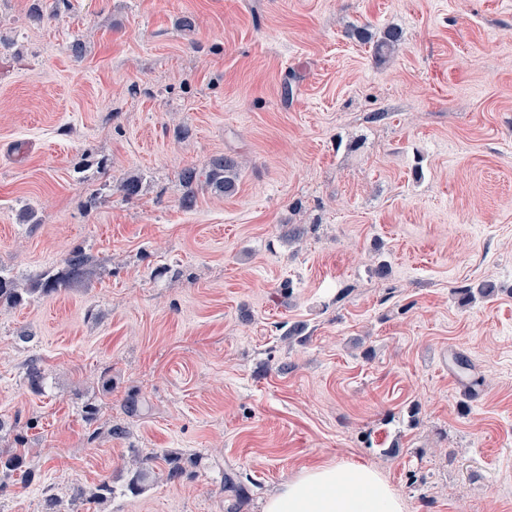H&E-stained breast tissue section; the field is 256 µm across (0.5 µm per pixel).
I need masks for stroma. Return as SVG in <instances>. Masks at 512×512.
<instances>
[{
	"label": "stroma",
	"instance_id": "obj_1",
	"mask_svg": "<svg viewBox=\"0 0 512 512\" xmlns=\"http://www.w3.org/2000/svg\"><path fill=\"white\" fill-rule=\"evenodd\" d=\"M54 7L0 0V270L21 292L0 303V453L36 474L0 483V512H262L325 461L377 469L409 512H512V0ZM389 26L379 62L356 32ZM218 154L236 192L184 207L180 171ZM78 246L85 279L32 291ZM481 281L495 295L460 305ZM106 479L110 501L75 499ZM461 369L457 370L460 375L463 385L466 389V396L468 398H475L481 387L483 386V378L482 376L476 375L473 371V367L469 360L461 354H456L453 357Z\"/></svg>",
	"mask_w": 512,
	"mask_h": 512
}]
</instances>
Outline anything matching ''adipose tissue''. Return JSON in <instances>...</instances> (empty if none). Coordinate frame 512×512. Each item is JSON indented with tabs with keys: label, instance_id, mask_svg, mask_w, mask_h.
<instances>
[{
	"label": "adipose tissue",
	"instance_id": "adipose-tissue-1",
	"mask_svg": "<svg viewBox=\"0 0 512 512\" xmlns=\"http://www.w3.org/2000/svg\"><path fill=\"white\" fill-rule=\"evenodd\" d=\"M264 512H407V506L377 470L325 462L286 480Z\"/></svg>",
	"mask_w": 512,
	"mask_h": 512
}]
</instances>
